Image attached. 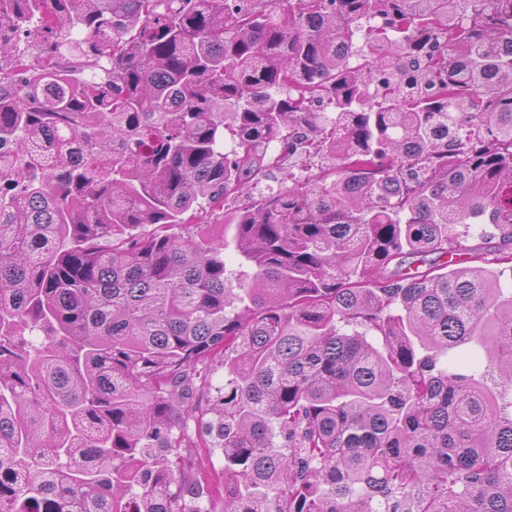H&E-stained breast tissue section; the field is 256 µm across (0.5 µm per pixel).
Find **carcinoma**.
Returning <instances> with one entry per match:
<instances>
[{"mask_svg":"<svg viewBox=\"0 0 512 512\" xmlns=\"http://www.w3.org/2000/svg\"><path fill=\"white\" fill-rule=\"evenodd\" d=\"M508 40L512 0H0V512H512Z\"/></svg>","mask_w":512,"mask_h":512,"instance_id":"obj_1","label":"carcinoma"}]
</instances>
